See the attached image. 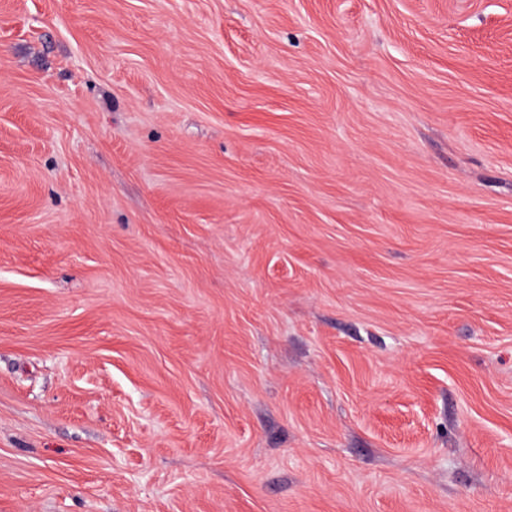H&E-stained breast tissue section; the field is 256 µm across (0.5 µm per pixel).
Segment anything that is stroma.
<instances>
[{
  "instance_id": "35a3bbf8",
  "label": "stroma",
  "mask_w": 512,
  "mask_h": 512,
  "mask_svg": "<svg viewBox=\"0 0 512 512\" xmlns=\"http://www.w3.org/2000/svg\"><path fill=\"white\" fill-rule=\"evenodd\" d=\"M0 512H512V0H0Z\"/></svg>"
}]
</instances>
